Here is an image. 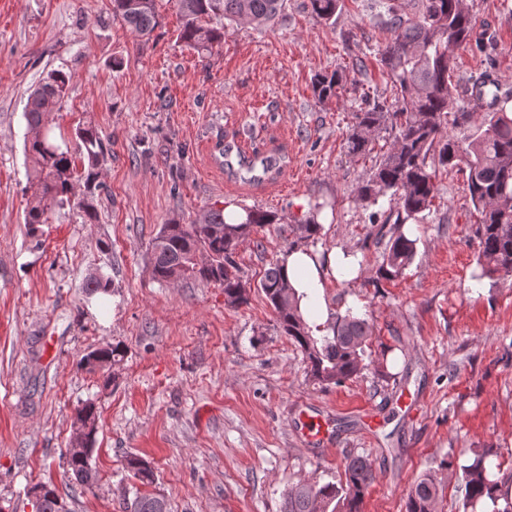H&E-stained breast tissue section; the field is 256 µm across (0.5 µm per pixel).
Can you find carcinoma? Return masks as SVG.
<instances>
[{"mask_svg":"<svg viewBox=\"0 0 512 512\" xmlns=\"http://www.w3.org/2000/svg\"><path fill=\"white\" fill-rule=\"evenodd\" d=\"M183 18L180 38L193 47L210 51L220 44L224 32L198 24L204 16H222L229 24L268 26L275 22L285 0H177ZM340 0H310L312 14L326 24L334 23ZM381 24L391 39L379 52V62L396 95L391 103L375 102L368 109L353 113L346 149L352 157L374 150L379 134L386 131L392 140L378 156L375 169L358 190L360 200L372 205L391 196L396 211L389 212L374 234L375 244L383 246L382 262L373 286L382 280L400 277L413 262L417 240L406 236L400 227L410 219L422 220L431 213L438 194L436 172L458 167L467 173V187L478 215L477 263L482 275H512V101L511 93L500 91L491 70L475 81L481 95H491L490 111L481 116L470 110V95L452 82L457 52L485 34L476 31L475 22L464 0H413L406 10L400 0H376ZM112 17L121 20L137 36L148 37L158 24L156 0H112ZM70 77L53 70L42 79L29 97L24 117L27 136L24 150L33 163L34 191L25 210L24 223L45 224L49 213L75 196L72 181L73 161L49 137L44 115L54 111L66 96ZM342 75L333 72L318 76L313 91L318 101L336 96ZM453 120H448V116ZM469 126L466 141L444 133L447 122ZM89 160L84 178L88 194L78 199L83 222L92 224L97 212L92 187L98 177L96 166L104 154V144L92 127L78 131ZM238 226L224 220V210L209 208L191 224H166L153 243V272L162 282L192 277L224 287L231 305L247 302L240 268L235 259L238 248L251 233L278 223L275 214L260 210L245 211ZM289 232L300 231L305 240L316 239L322 225L309 217ZM204 251L208 261L195 262ZM260 288L277 313L284 335L305 354L310 374L324 384L340 383L363 369L364 347L372 336L369 322L349 314L336 317L332 336H314L298 311L294 294L284 285L281 267L268 268ZM123 350L116 345L90 353L86 364L115 365ZM68 469L84 484L97 478V471L84 456L65 452ZM125 468L143 485H151L155 474L147 461L138 456L126 458ZM497 467L485 452L461 466L460 494L464 512H512V497L502 492L495 479ZM372 463L363 456H349L344 479L320 486L297 484L288 491L284 512H361L365 493L374 481ZM439 488L435 478L423 474L410 490L405 512H435ZM133 512H167L164 498L136 497ZM61 497L54 485L44 491L38 512H61Z\"/></svg>","mask_w":512,"mask_h":512,"instance_id":"obj_1","label":"carcinoma"}]
</instances>
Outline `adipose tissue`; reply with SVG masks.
<instances>
[{
  "label": "adipose tissue",
  "mask_w": 512,
  "mask_h": 512,
  "mask_svg": "<svg viewBox=\"0 0 512 512\" xmlns=\"http://www.w3.org/2000/svg\"><path fill=\"white\" fill-rule=\"evenodd\" d=\"M280 266L313 335L328 333L330 310L324 295L325 282L331 277L341 280L357 277L360 271L357 260L340 252L323 255L300 247L282 254Z\"/></svg>",
  "instance_id": "ef3b65f1"
}]
</instances>
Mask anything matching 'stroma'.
Masks as SVG:
<instances>
[{
    "label": "stroma",
    "instance_id": "obj_1",
    "mask_svg": "<svg viewBox=\"0 0 512 512\" xmlns=\"http://www.w3.org/2000/svg\"><path fill=\"white\" fill-rule=\"evenodd\" d=\"M466 4L492 45L460 50L454 82L470 86L491 56L512 91V0ZM157 8L158 26L140 38L113 18L111 0H0V512H34L29 491L49 481L68 512H126L148 492L169 512H282L289 487L339 481L349 453L375 471L362 512H405L426 473L442 490L437 512H462L460 467L485 449L512 490V276L481 274L462 172H438L431 214L409 228L417 253L404 275L369 283L381 250L368 216L389 201L359 199L376 157H348L345 139L353 112L395 95L378 63L390 34L372 0H343L331 26L309 0H286L263 29L213 17L224 41L207 55L181 40L176 0ZM60 67L72 79L47 121L79 189L88 158L76 132L98 130V219L84 223L67 204L33 230L24 110ZM335 71L342 88L318 102L315 77ZM229 205L285 224L316 216L323 230L311 249L357 258L359 276L328 281L325 294L332 315L350 310L372 328L360 375L318 383L281 333L259 288L289 247L277 226L237 251L246 304H228L214 283L154 277L163 225ZM100 274L109 290L89 293ZM112 345L119 364L85 365ZM405 391L419 416L400 409ZM87 403L98 412L90 486L64 459ZM306 405L333 419L331 447L296 435ZM366 411L379 428L363 425ZM130 455L150 462L152 486L126 470Z\"/></svg>",
    "mask_w": 512,
    "mask_h": 512
}]
</instances>
